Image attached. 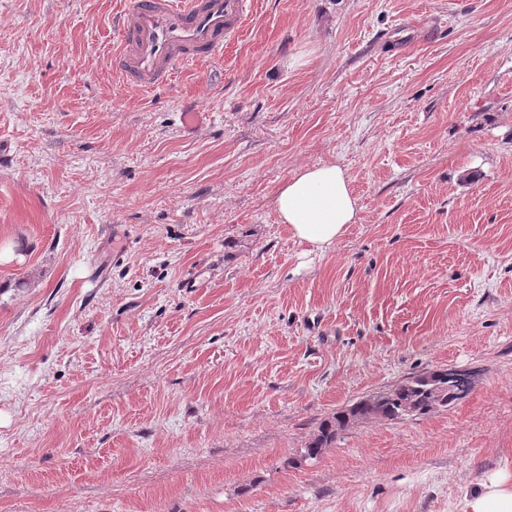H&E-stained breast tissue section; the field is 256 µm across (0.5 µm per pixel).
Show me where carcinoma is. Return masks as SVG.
<instances>
[{
	"label": "carcinoma",
	"instance_id": "obj_1",
	"mask_svg": "<svg viewBox=\"0 0 512 512\" xmlns=\"http://www.w3.org/2000/svg\"><path fill=\"white\" fill-rule=\"evenodd\" d=\"M467 390V382L451 375L446 368L410 376L384 393L360 399L322 423L306 448L305 458H318L322 449L336 440L338 431L354 421L426 415L454 404Z\"/></svg>",
	"mask_w": 512,
	"mask_h": 512
}]
</instances>
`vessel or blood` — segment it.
Wrapping results in <instances>:
<instances>
[{"label":"vessel or blood","instance_id":"obj_1","mask_svg":"<svg viewBox=\"0 0 512 512\" xmlns=\"http://www.w3.org/2000/svg\"><path fill=\"white\" fill-rule=\"evenodd\" d=\"M251 0H128L118 18L112 69L154 92L186 66L218 59L239 39Z\"/></svg>","mask_w":512,"mask_h":512}]
</instances>
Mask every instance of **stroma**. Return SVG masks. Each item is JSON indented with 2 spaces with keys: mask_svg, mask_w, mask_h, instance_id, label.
Instances as JSON below:
<instances>
[{
  "mask_svg": "<svg viewBox=\"0 0 512 512\" xmlns=\"http://www.w3.org/2000/svg\"><path fill=\"white\" fill-rule=\"evenodd\" d=\"M124 2L0 0V512H459L512 460V0H255L151 95ZM323 163L360 221L312 253L273 200ZM449 370L455 376H464L461 370ZM455 376L448 372V368L410 376L384 393L367 396L336 412L333 420L325 421L319 427L317 435L306 448V458H318L322 449L336 440L338 431L354 421L426 415L453 405L468 390L467 382Z\"/></svg>",
  "mask_w": 512,
  "mask_h": 512,
  "instance_id": "35a3bbf8",
  "label": "stroma"
}]
</instances>
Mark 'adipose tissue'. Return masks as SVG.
I'll list each match as a JSON object with an SVG mask.
<instances>
[{"instance_id": "adipose-tissue-1", "label": "adipose tissue", "mask_w": 512, "mask_h": 512, "mask_svg": "<svg viewBox=\"0 0 512 512\" xmlns=\"http://www.w3.org/2000/svg\"><path fill=\"white\" fill-rule=\"evenodd\" d=\"M280 223L311 250L324 251L358 223L359 206L350 178L340 166L327 163L302 169L283 181L274 196ZM461 512H512V467L484 476L464 493Z\"/></svg>"}]
</instances>
